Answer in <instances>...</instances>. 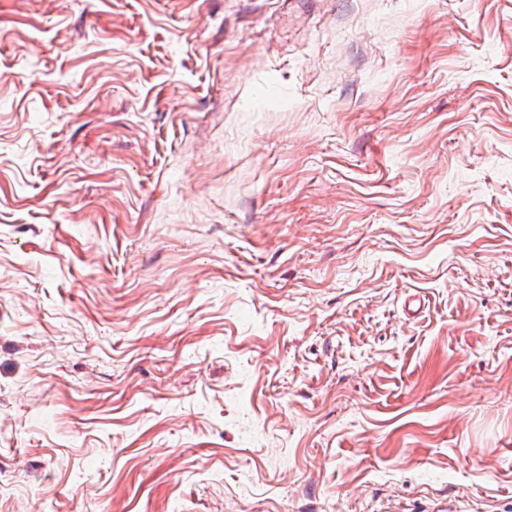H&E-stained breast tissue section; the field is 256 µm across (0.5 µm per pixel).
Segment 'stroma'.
Listing matches in <instances>:
<instances>
[{"label": "stroma", "mask_w": 512, "mask_h": 512, "mask_svg": "<svg viewBox=\"0 0 512 512\" xmlns=\"http://www.w3.org/2000/svg\"><path fill=\"white\" fill-rule=\"evenodd\" d=\"M0 512H512V0H0Z\"/></svg>", "instance_id": "stroma-1"}]
</instances>
